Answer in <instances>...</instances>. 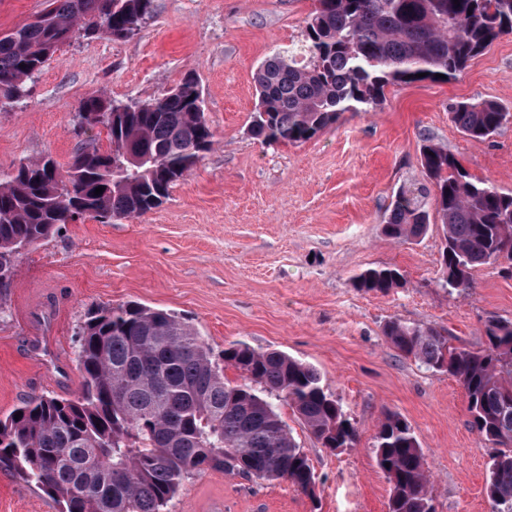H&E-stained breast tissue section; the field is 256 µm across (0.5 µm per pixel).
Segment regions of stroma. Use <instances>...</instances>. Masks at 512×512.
<instances>
[{
  "mask_svg": "<svg viewBox=\"0 0 512 512\" xmlns=\"http://www.w3.org/2000/svg\"><path fill=\"white\" fill-rule=\"evenodd\" d=\"M314 0H155L153 16L123 40L75 33L25 97L0 104V170L51 156L67 168L82 143L79 106L102 94L151 101L194 74L214 144L142 217L58 225L16 258L0 296V416L41 395L82 390L78 327L88 307L138 301L186 318L214 353L242 342L315 367L356 429L353 447L322 448L286 403L278 411L317 476V497L291 483L205 471L168 512H387L390 484L374 445L386 413L414 430L431 476L435 512H492L485 493L495 448L472 429L462 386L388 342L392 320L446 332L477 349L488 319H512V274L473 273L467 294L438 284L442 230L389 239L383 221L400 187L425 185L423 137L447 146L476 177L512 189V122L485 142L464 136L448 106L497 101L512 111V34L456 80L391 86L381 108H353L311 140L265 143L249 132L255 76L278 48L300 43ZM405 277L386 293L355 288L364 269ZM37 487L0 470V512H58Z\"/></svg>",
  "mask_w": 512,
  "mask_h": 512,
  "instance_id": "obj_1",
  "label": "stroma"
}]
</instances>
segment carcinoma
Returning a JSON list of instances; mask_svg holds the SVG:
<instances>
[{"label": "carcinoma", "instance_id": "obj_1", "mask_svg": "<svg viewBox=\"0 0 512 512\" xmlns=\"http://www.w3.org/2000/svg\"><path fill=\"white\" fill-rule=\"evenodd\" d=\"M46 2L31 21L0 32V100L19 101L24 80L75 27L87 37L120 40L155 11V0ZM508 34L512 0H316L302 44L275 51L256 73L251 133L268 143H304L340 113L380 105L390 86L415 82L420 73L456 77ZM80 111L107 130L108 150L88 143L65 171L45 156L0 173V261L10 263L0 292L13 280L20 250L85 216L145 215L213 144L191 73L155 101L115 105L91 95ZM448 114L477 142L512 120L493 100L452 103ZM420 161L430 186L400 189L383 232L397 241L418 238L437 215L444 240L439 282L462 295L473 288L476 268L512 262V190L473 176L430 138ZM402 280L399 268L377 265L354 283L386 293ZM81 332L83 393L30 397L0 418V469L34 484L60 512H166L183 483L205 470L285 480L315 499L313 467L277 401L293 408L322 447L355 441L318 370L282 351L235 342L216 357L183 318L135 301L87 310ZM384 334L400 355L462 385L472 428L498 448L486 495L493 512H512V434H502L501 421L503 406L512 409V320H487L480 349L455 346L427 325L390 321ZM228 367L242 382L226 379ZM375 452L391 485L388 512H434L421 445L399 415L386 416Z\"/></svg>", "mask_w": 512, "mask_h": 512}]
</instances>
